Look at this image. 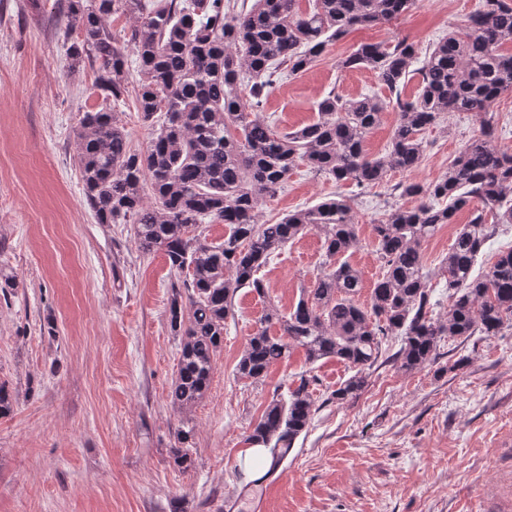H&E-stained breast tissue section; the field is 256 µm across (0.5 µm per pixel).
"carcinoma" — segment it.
Listing matches in <instances>:
<instances>
[{
	"label": "carcinoma",
	"instance_id": "1",
	"mask_svg": "<svg viewBox=\"0 0 512 512\" xmlns=\"http://www.w3.org/2000/svg\"><path fill=\"white\" fill-rule=\"evenodd\" d=\"M299 0H255L237 12L230 0H65L67 32L78 37L67 49L69 68H97L95 88L117 101L129 92L125 51L132 49L141 80L137 111L143 122L161 125L142 151L131 149L123 126L106 111L83 113L77 132V163L85 198L100 224H130L138 250L162 252L182 285H173L170 328L181 337V356L171 386L172 403L201 400L213 363L224 348V326L236 292L264 293L256 272L288 240L307 231L323 240L326 260L358 243L355 216L344 199H330L261 224L257 205L273 195L302 161L338 183L360 187L384 181L394 170L412 171L423 158L421 132L444 112H471L480 124L448 165V172L421 185L403 183L401 195L420 197L397 206L373 225L384 273L362 305L361 272L342 263L316 278L292 312L270 304L249 337L236 374L254 382L273 364L300 349L313 365L336 359L353 374L330 394L347 403L368 386L367 370L379 359L413 373L433 361L445 342L495 336L512 320V249L501 252L481 276L473 267L500 224H512V153L495 142L492 103L512 90V0H480L467 25L429 48L418 68L413 99L401 85L417 59L414 44L364 43L339 62L342 69L368 68L395 95L397 119L385 153L365 150L386 106L371 96L343 98L334 92L318 105L316 121L280 134L258 115L264 90L283 72L309 69L326 46L359 28L389 24L417 0H314L308 12ZM133 19L127 43L112 35L109 16ZM460 225L442 275L448 312L434 314L422 244L472 203ZM492 215L494 223H486ZM229 226L213 243L198 233L205 221ZM278 326L280 334L270 329ZM400 347L385 357L382 339ZM315 376L303 372L288 395L272 396L247 442L268 455L269 466L253 479L241 463L245 486L272 476L307 431L320 409ZM193 429L175 432L172 458L193 466Z\"/></svg>",
	"mask_w": 512,
	"mask_h": 512
}]
</instances>
